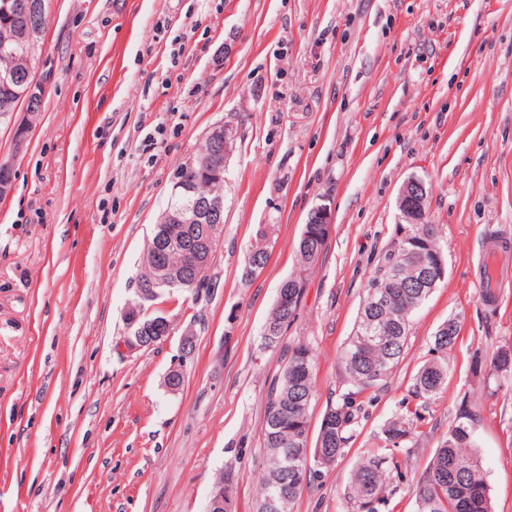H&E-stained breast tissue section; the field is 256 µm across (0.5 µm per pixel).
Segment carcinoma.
Segmentation results:
<instances>
[{
    "label": "carcinoma",
    "mask_w": 512,
    "mask_h": 512,
    "mask_svg": "<svg viewBox=\"0 0 512 512\" xmlns=\"http://www.w3.org/2000/svg\"><path fill=\"white\" fill-rule=\"evenodd\" d=\"M14 7L0 12V34H10L11 40L0 41V117L14 111L29 84L28 73L16 62L22 53L35 54L39 35L46 25L47 0H12ZM224 164V158L215 157L211 145L197 155L192 164H184L181 178L186 188L170 198L176 206L186 204V191L195 189L194 197L211 201L223 196V182L209 175V167ZM396 233L404 238L391 240L383 253L371 280L379 279L382 270L398 267L402 287L391 289L392 302L376 313L379 325L376 339L365 342L359 336L362 319H357L352 336L344 346L340 362L349 379L350 387L342 392L323 413L313 455L337 459L351 438L353 426L363 407V395L380 389L391 375L404 351L413 313L428 299L430 288L417 287L419 270L415 257L401 252L396 243L412 240L423 233L435 234L432 224H399ZM266 236L259 233L247 253L246 261L266 263ZM190 287H171L165 284L143 297H137L139 320L143 325L157 316H164L163 305L180 302ZM298 306L282 310L273 306L262 331L263 345L279 344L283 329L296 317ZM459 335L455 318L445 321L433 336V352L414 378L415 396L426 406L435 400L448 379L446 356ZM315 360L312 350L299 344L288 348V360L279 376L268 387L265 401L263 458L270 460L288 456V495L280 494L272 471L264 469L259 503L271 497L278 498L277 512H292L296 500L304 492L306 449L291 446L295 438L309 433L310 409L313 398L312 378ZM473 373L481 377L512 375V346L497 349L491 356L477 358ZM480 418L475 406H462L448 426L447 438L436 449L425 472L414 488L415 512H494L489 488L482 475L477 457L468 452L474 444V426ZM422 419L419 409H409L389 420L379 436L384 448L392 451L404 448L418 436L417 422ZM386 459L376 456L361 459L351 473L345 492L350 512H377L376 504L384 500L389 474L383 468Z\"/></svg>",
    "instance_id": "cac0c4a2"
}]
</instances>
